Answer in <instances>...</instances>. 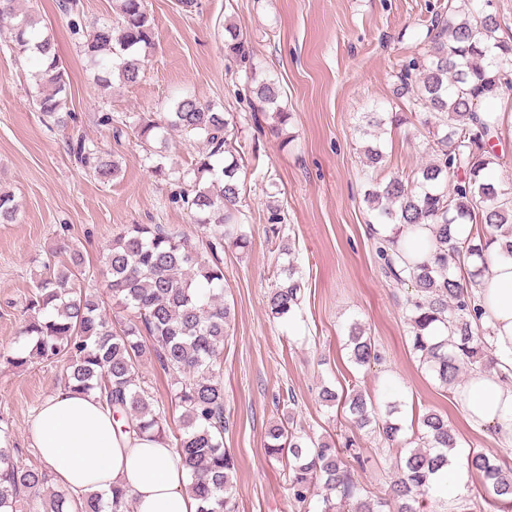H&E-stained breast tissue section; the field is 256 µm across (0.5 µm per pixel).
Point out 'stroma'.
Wrapping results in <instances>:
<instances>
[{"label":"stroma","instance_id":"stroma-1","mask_svg":"<svg viewBox=\"0 0 512 512\" xmlns=\"http://www.w3.org/2000/svg\"><path fill=\"white\" fill-rule=\"evenodd\" d=\"M58 2L38 0L37 12L68 73V131L49 129L31 105L38 62L15 58L0 36V186L19 205L15 222L0 224V352L23 343L25 299L60 247L81 251L91 264L86 284L103 295L98 264L125 225L164 224L197 237L196 212L179 197L194 177L196 135L171 130L147 147L135 133L140 118L170 111L174 99L190 95L234 113L232 143L244 153L241 222L250 243L244 250L225 248L222 255L226 297L235 312L220 368L228 420L224 446L238 463V512H294L288 461L265 451L269 426L290 415L339 443L356 434L364 455L358 478L371 491L385 492L399 449L355 430L341 406H325L319 398L325 385L400 398L407 427L426 411L445 413L459 456L481 451L512 463V445L469 423L455 390L420 369L409 346L406 290L384 278L369 238L358 119L372 110L408 116L407 124L383 134L386 158L377 178L410 177L425 163L421 117L395 96L394 82L409 59L429 49L427 31L435 15L447 13L448 0H202L191 14L177 0H147L156 46L138 83L108 88L97 82L71 23L116 21V0H81L76 18ZM229 23L247 38L249 63L226 57ZM261 78L278 84L279 103L291 114L282 133L273 132L272 112L251 91ZM106 114L123 120V136L114 137L102 123ZM71 132L118 162L110 183L70 157ZM160 161L168 171L163 178L152 171ZM274 213L282 217L275 229L268 222ZM283 239L294 248L303 301L293 317L275 319L267 296L282 279ZM355 320L382 355L367 371L354 367L345 349ZM62 385V363L15 367L0 361V427L20 448V463H39L28 430L44 400ZM291 397L296 404L289 410Z\"/></svg>","mask_w":512,"mask_h":512}]
</instances>
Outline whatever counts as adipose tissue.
Returning a JSON list of instances; mask_svg holds the SVG:
<instances>
[{
    "mask_svg": "<svg viewBox=\"0 0 512 512\" xmlns=\"http://www.w3.org/2000/svg\"><path fill=\"white\" fill-rule=\"evenodd\" d=\"M501 246L487 251L490 273L481 278L476 295L483 319L495 329L499 367L470 376L458 389L468 421L496 426L512 444V260ZM115 423L97 393L79 394L62 387L42 404L30 429L31 445L56 482L77 494L124 489L136 512H197L178 454L164 441L116 436Z\"/></svg>",
    "mask_w": 512,
    "mask_h": 512,
    "instance_id": "obj_1",
    "label": "adipose tissue"
}]
</instances>
